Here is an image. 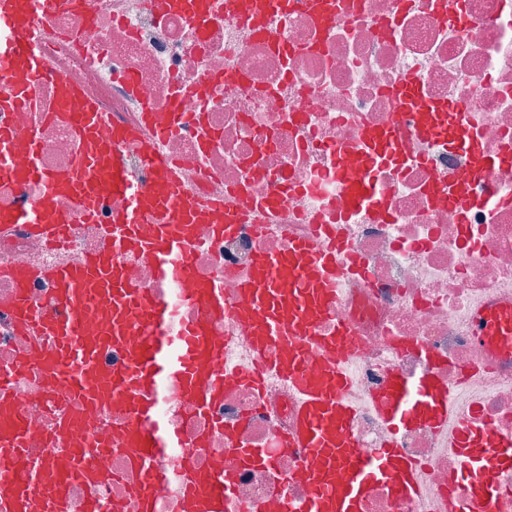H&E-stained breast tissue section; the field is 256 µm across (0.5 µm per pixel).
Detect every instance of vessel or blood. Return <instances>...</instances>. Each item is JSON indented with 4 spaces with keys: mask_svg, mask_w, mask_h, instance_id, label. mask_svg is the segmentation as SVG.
<instances>
[{
    "mask_svg": "<svg viewBox=\"0 0 512 512\" xmlns=\"http://www.w3.org/2000/svg\"><path fill=\"white\" fill-rule=\"evenodd\" d=\"M37 16V0H0V28L22 34L13 48L0 52V72L12 71L22 56L28 62L30 78L47 73L32 37ZM6 153L7 134L0 131V178L35 180L41 187L37 201L15 210L10 222L30 225L47 237L63 236L62 224L41 220L60 184L35 166L22 174L16 172L7 164ZM82 170L97 193L112 190L128 198L127 207L102 227L112 242L111 249L44 270V277L57 285L59 303L70 310L66 317L39 312L22 289L14 302V319L22 333L37 342L45 336L54 341L51 349L39 353V372L51 389L72 393L81 409L57 419L54 452L44 459L32 457L27 448L31 429L14 393L21 370L0 369V512H30L31 502L48 487L53 494L45 498L44 512H61L70 480H80L94 489L104 484L106 477L97 459L106 445L91 434L89 420L91 413L112 408L125 409L138 419L137 424L119 428L118 447L128 454L130 470L137 479L140 512H158L156 487L181 479L188 489L178 512H224L231 484L223 473L195 469L189 455L183 456L174 470L163 471L154 465L158 454L182 445L159 420L158 397L172 387L203 411L224 396L219 355L207 328L208 319L224 314L223 291L215 281L184 289L181 304L204 308L206 317L177 327L169 307L157 306L153 296L133 284L112 260L113 253L134 249L155 262L162 279H190L192 205L164 182L150 192L138 191L127 182L116 160L101 168L87 158ZM348 188L356 205L376 206L378 196L363 177L353 178ZM147 202L158 209L162 221L145 238L139 232V217ZM310 260L323 278L337 277L339 267L331 253L300 244L284 254L259 256L256 273L241 291L243 305L257 311L253 337L257 354H264L280 338L288 340L287 356L275 359L274 365L300 389L301 398L285 444L310 448L318 455L311 472L314 492L302 512H365L370 486L393 475L398 478L397 497L416 500L424 489L414 465L399 448H383L368 458L347 457L351 409L339 398L348 382L346 373L336 368L309 375L303 369L306 347L319 342L312 334L313 324L332 298L330 289L303 287ZM474 321L479 343L512 352V300L477 313ZM319 343L326 348L334 345L330 339ZM112 345L122 346L125 352L123 365L117 369L100 359L102 348ZM382 414L397 430L420 424L441 427L450 416L448 395L430 378L412 383L396 379ZM460 431L465 445L458 459V474L452 480L456 508L458 512H496L508 492L484 484L480 474L490 467L512 465V437L489 430L478 433L465 425Z\"/></svg>",
    "mask_w": 512,
    "mask_h": 512,
    "instance_id": "1",
    "label": "vessel or blood"
}]
</instances>
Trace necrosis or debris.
<instances>
[{
    "label": "necrosis or debris",
    "instance_id": "1",
    "mask_svg": "<svg viewBox=\"0 0 512 512\" xmlns=\"http://www.w3.org/2000/svg\"><path fill=\"white\" fill-rule=\"evenodd\" d=\"M41 2L52 33L39 49L53 75L27 83L21 110L0 114L12 167L22 173L36 164L56 178L62 189L49 213L66 220L56 241L22 224L0 233V368L27 366L16 395L35 432L30 455L52 452L55 416L79 405L37 373L15 326L17 290L57 309L43 270L101 252L102 225L127 206L119 194L102 196L90 212L74 205L69 188L81 180L84 147L55 116L63 103L74 114L93 107L111 115L98 137L118 140L135 184L154 181L146 151L161 142L173 188L190 186L201 209L189 263L194 282L215 278L224 289V315L209 322L227 376L224 397L201 413L170 393L159 414L183 443L205 437L198 466L234 472L224 512H281L282 503L301 506L313 493V452L283 444L298 392L267 366L288 341L257 356L240 302L256 258L299 242L323 243L342 267L313 332L351 331L342 344L349 455L394 444L420 466L421 500L398 499L388 479L371 486L366 512H453L458 419L512 430V359L499 362L476 346L472 325L483 305L512 296V166L473 171L475 154L512 152V0H346L328 19L309 0L275 11L264 0L249 10L244 0L162 10L149 0ZM130 71L137 82L127 92L121 78ZM406 80L419 88L411 109L427 121L430 139L418 138L392 94ZM174 112L185 121L171 122ZM463 123L473 134L469 149L454 142ZM368 129L390 131L398 143L384 163H364L357 145ZM340 168L365 172L380 192L378 209L352 204ZM460 179L470 183L471 205L438 204L432 184L451 190ZM216 212L237 216L233 233L218 232ZM113 259L137 286L175 303L178 284L159 282L149 258L131 250ZM18 270L26 281L15 278ZM394 373L440 380L452 402L447 426L394 430L376 402ZM241 448L266 449L272 462L239 467ZM99 465L109 476L99 491L106 507L136 512L126 456L108 450Z\"/></svg>",
    "mask_w": 512,
    "mask_h": 512
}]
</instances>
